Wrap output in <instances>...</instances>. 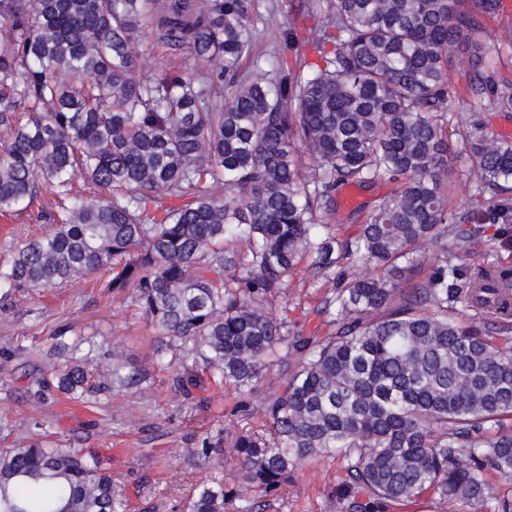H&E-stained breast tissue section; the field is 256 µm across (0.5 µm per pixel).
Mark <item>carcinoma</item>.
I'll use <instances>...</instances> for the list:
<instances>
[{"label":"carcinoma","instance_id":"obj_1","mask_svg":"<svg viewBox=\"0 0 512 512\" xmlns=\"http://www.w3.org/2000/svg\"><path fill=\"white\" fill-rule=\"evenodd\" d=\"M326 2L310 63L254 54L255 0H0V213L42 188L61 200L0 282L108 275L159 331L171 389L190 394L201 371L243 416L280 376L263 430L232 442L253 496L224 485L204 439L194 455L210 472L183 512H263L317 457L342 456L348 483L381 506L485 503L501 495L489 475L512 480V321L462 320L483 294L512 291L511 269L464 263L488 226L512 224V143L479 122L456 146L448 131L462 48L472 106L512 112V53L483 36L502 0ZM147 25L195 65L143 75L133 45ZM454 153L476 177L463 213L450 207ZM78 178L99 195L73 193ZM383 181L392 195L339 239L336 189ZM304 261L336 281L307 333L267 307ZM94 347L56 344L58 390L138 382L118 365L94 380ZM122 506L90 450L0 448V512ZM278 380L279 376L277 375V372L274 371L269 373L267 377L264 378L263 382L260 383V387L258 388L257 393L252 396L250 402V407L253 413L250 416V419L247 421L249 423L247 427L250 426L255 429H259L260 426L262 425V415L259 412L261 397L264 394L265 390L268 388V386H276Z\"/></svg>","mask_w":512,"mask_h":512}]
</instances>
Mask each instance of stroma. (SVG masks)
<instances>
[{"mask_svg":"<svg viewBox=\"0 0 512 512\" xmlns=\"http://www.w3.org/2000/svg\"><path fill=\"white\" fill-rule=\"evenodd\" d=\"M135 49L143 73L151 76L193 63L186 51L162 46L148 31L136 41ZM477 119L495 137L512 142V113H476L468 96H457L450 132H465ZM393 189L387 182L360 187L361 205L340 211L339 236H354L370 210ZM56 209L55 196L44 189L29 207L0 214V266L9 261L16 243L44 232L41 212ZM333 288V282L314 277L303 263L289 278L286 294L276 295L271 307L287 310L289 318L312 328L318 320L309 316V308ZM62 330L95 337L106 354L93 359L94 368L103 372L109 364L124 365L138 372V385L84 400L52 390L37 398L34 380L50 375L58 364L51 350ZM155 338L150 319L131 296L107 294L97 274L0 300V448L36 439L49 447L93 450L102 466L110 469L126 512H179V505L208 471L193 455L199 441L207 437L224 448L225 485L241 488L240 463L231 443L244 422L232 415L231 399L207 381L191 396L174 392L168 371L156 363ZM345 481L343 461L308 460L264 512H357L360 504L364 512H503L498 500L451 509L432 496L405 506L376 507L362 491L345 493Z\"/></svg>","mask_w":512,"mask_h":512,"instance_id":"35a3bbf8","label":"stroma"}]
</instances>
